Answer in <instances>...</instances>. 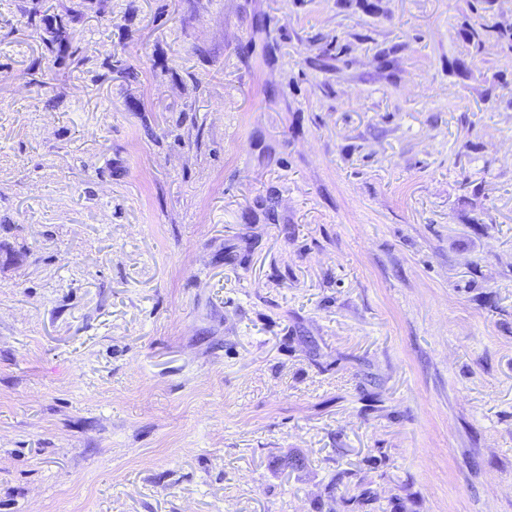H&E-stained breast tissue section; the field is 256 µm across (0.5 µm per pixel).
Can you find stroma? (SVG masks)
<instances>
[{
    "instance_id": "stroma-1",
    "label": "stroma",
    "mask_w": 512,
    "mask_h": 512,
    "mask_svg": "<svg viewBox=\"0 0 512 512\" xmlns=\"http://www.w3.org/2000/svg\"><path fill=\"white\" fill-rule=\"evenodd\" d=\"M25 5L0 512H512V61L453 72L456 0H42L40 85ZM28 7L27 24L32 28H41L45 25L47 33L51 34L49 39H46L45 46L49 55L59 61L61 64L66 57H69V41L64 35L65 24L62 16L47 17L42 14L40 0H30Z\"/></svg>"
}]
</instances>
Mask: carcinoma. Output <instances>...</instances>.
I'll return each instance as SVG.
<instances>
[{"label":"carcinoma","instance_id":"carcinoma-1","mask_svg":"<svg viewBox=\"0 0 512 512\" xmlns=\"http://www.w3.org/2000/svg\"><path fill=\"white\" fill-rule=\"evenodd\" d=\"M496 0H466L470 16L460 24V45L457 57L451 62L456 71L467 76L475 57L485 47L486 39L494 37L501 48L512 54V25L492 20L491 12ZM27 24L33 28L45 27L51 38L45 42L46 50L55 60L62 62L69 56V41L64 35L62 17L42 14L40 0H30Z\"/></svg>","mask_w":512,"mask_h":512}]
</instances>
